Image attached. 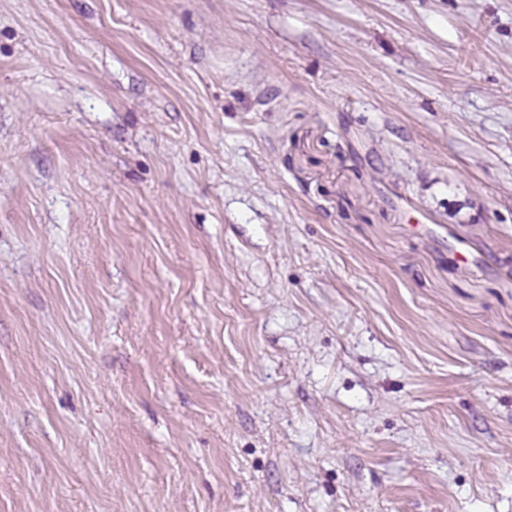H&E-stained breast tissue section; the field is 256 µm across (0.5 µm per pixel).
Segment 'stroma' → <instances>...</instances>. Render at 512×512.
I'll use <instances>...</instances> for the list:
<instances>
[{"instance_id": "35a3bbf8", "label": "stroma", "mask_w": 512, "mask_h": 512, "mask_svg": "<svg viewBox=\"0 0 512 512\" xmlns=\"http://www.w3.org/2000/svg\"><path fill=\"white\" fill-rule=\"evenodd\" d=\"M0 512H512V0H0Z\"/></svg>"}]
</instances>
